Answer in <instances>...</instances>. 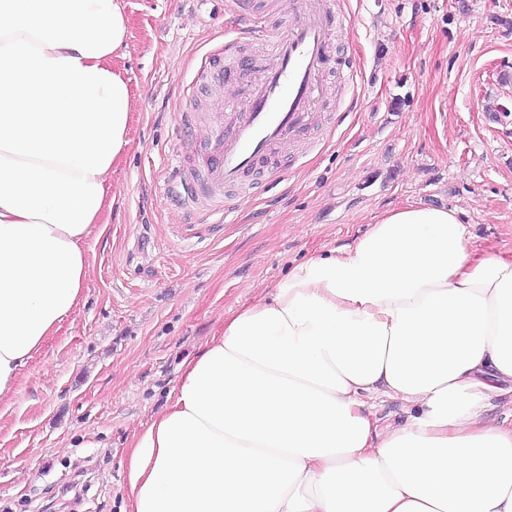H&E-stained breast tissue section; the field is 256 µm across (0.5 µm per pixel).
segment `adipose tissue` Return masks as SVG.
I'll return each instance as SVG.
<instances>
[{
  "instance_id": "ef3b65f1",
  "label": "adipose tissue",
  "mask_w": 512,
  "mask_h": 512,
  "mask_svg": "<svg viewBox=\"0 0 512 512\" xmlns=\"http://www.w3.org/2000/svg\"><path fill=\"white\" fill-rule=\"evenodd\" d=\"M127 39L123 0H0V400L88 286ZM130 446L125 512H512V255L388 212L228 311Z\"/></svg>"
}]
</instances>
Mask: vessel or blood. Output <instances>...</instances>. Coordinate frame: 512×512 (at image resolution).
Returning <instances> with one entry per match:
<instances>
[{
	"instance_id": "obj_1",
	"label": "vessel or blood",
	"mask_w": 512,
	"mask_h": 512,
	"mask_svg": "<svg viewBox=\"0 0 512 512\" xmlns=\"http://www.w3.org/2000/svg\"><path fill=\"white\" fill-rule=\"evenodd\" d=\"M288 7L287 25L274 27L256 14L252 0H225L230 34L206 56L198 78L219 81L234 74L245 43H272L274 54L255 65L253 78L213 103L199 172L188 174L180 165L174 169L179 188L173 196L179 204L203 199L210 214L228 216L234 204L225 198V189L270 162L275 148L302 138L314 124L340 19L323 0H289Z\"/></svg>"
}]
</instances>
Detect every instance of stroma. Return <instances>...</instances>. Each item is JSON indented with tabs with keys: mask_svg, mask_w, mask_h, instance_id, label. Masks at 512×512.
<instances>
[{
	"mask_svg": "<svg viewBox=\"0 0 512 512\" xmlns=\"http://www.w3.org/2000/svg\"><path fill=\"white\" fill-rule=\"evenodd\" d=\"M225 0H125L121 67L137 114L110 178L90 287L0 401V512H124L129 438L169 405L186 362L313 255L353 244L385 211L457 210L478 249L512 253V0H333L322 123L297 162L231 191L232 222L174 204L177 156L200 160L178 114L226 32Z\"/></svg>",
	"mask_w": 512,
	"mask_h": 512,
	"instance_id": "obj_1",
	"label": "stroma"
}]
</instances>
